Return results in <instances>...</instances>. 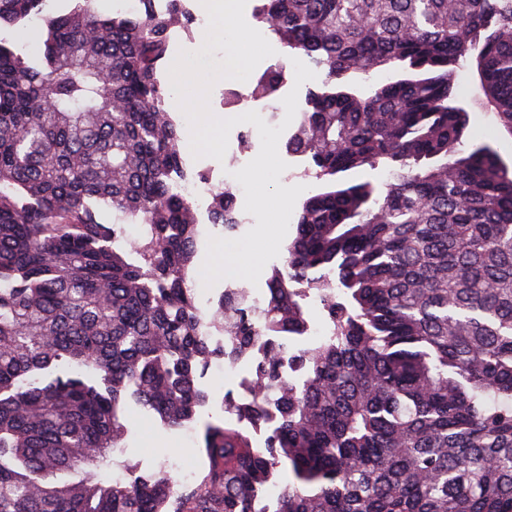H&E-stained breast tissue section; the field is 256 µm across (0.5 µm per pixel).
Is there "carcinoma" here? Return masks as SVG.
I'll list each match as a JSON object with an SVG mask.
<instances>
[{
  "mask_svg": "<svg viewBox=\"0 0 512 512\" xmlns=\"http://www.w3.org/2000/svg\"><path fill=\"white\" fill-rule=\"evenodd\" d=\"M99 2L0 0V512H254L271 481L274 512H512V165L462 149L469 111L451 99L452 66L474 58L512 137V0H258L284 55L251 94L277 97L290 56L325 72L286 143L320 184L259 312L235 283L196 300L201 231L175 176H208L165 82L172 26L195 13ZM32 19L38 60L9 38ZM380 165L382 187L351 178ZM208 207L239 232L230 192ZM312 293L331 334L291 349ZM256 347L251 396L226 393L230 417L202 426L192 485L162 463L108 485L90 471L125 447L131 405L179 429L209 364ZM168 80H169V95H168L167 105H168L169 111L173 112V115L178 119V121L180 123L179 130H180L181 137L183 139V145L185 148V154H186L188 163L194 170L206 171L209 173V175L211 174L213 169L218 170V169L224 168V162L226 164L229 160L227 153L225 154V157H224V160L222 163H220L217 160L212 159V158H201L198 160L194 159V157L191 153V150H190V146H189V130H188L187 121L185 119L184 114L182 113V111L180 110V108L178 107V105L176 103L175 93H174V91L172 92L169 74H168Z\"/></svg>",
  "mask_w": 512,
  "mask_h": 512,
  "instance_id": "1",
  "label": "carcinoma"
}]
</instances>
